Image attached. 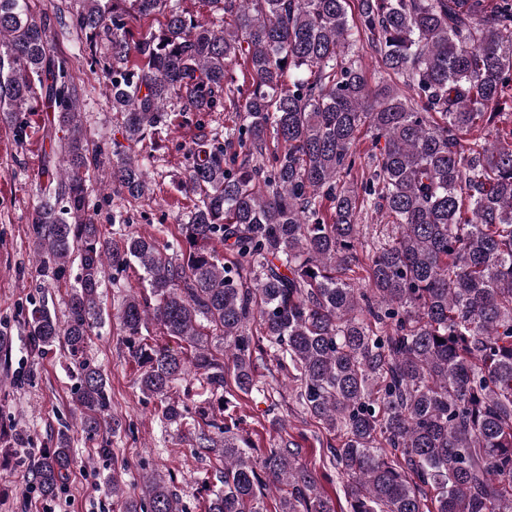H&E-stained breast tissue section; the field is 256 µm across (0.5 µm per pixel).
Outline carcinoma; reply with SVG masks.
<instances>
[{"label": "carcinoma", "instance_id": "1", "mask_svg": "<svg viewBox=\"0 0 512 512\" xmlns=\"http://www.w3.org/2000/svg\"><path fill=\"white\" fill-rule=\"evenodd\" d=\"M74 2L79 52L102 65L128 143L158 133L171 107L239 117L224 139L204 132L186 148L182 186L198 203L178 225L179 250L127 224L107 238L89 215L86 174L139 198L146 171L120 143L108 165L89 151L51 18L0 0V117L21 145V115L39 100L64 132L44 156L28 225L38 287L67 284L69 263L80 264L65 318L35 305L25 325L42 349L67 351L87 437L110 426L112 407L87 354L99 288L133 268L144 290L122 296L114 318L141 392L159 400L164 425L193 431V447L223 436L224 489L205 512H266L272 486L286 487L277 512H337L293 441L256 458L234 432L225 369L238 391H257L253 353L267 348L331 435L348 512H512V129L497 128L512 89V0H357L354 22L349 0H207L212 19L182 0ZM150 15L160 28L130 39V23ZM359 41L380 69L373 87L352 55ZM363 132L373 151L362 163ZM372 207L386 222L368 237L359 216ZM362 264L366 288L348 276ZM151 325L184 346L146 342ZM189 377L222 419L172 397ZM72 463L60 431L31 464L43 496ZM112 496L122 512H181L160 474L136 496L114 469Z\"/></svg>", "mask_w": 512, "mask_h": 512}]
</instances>
